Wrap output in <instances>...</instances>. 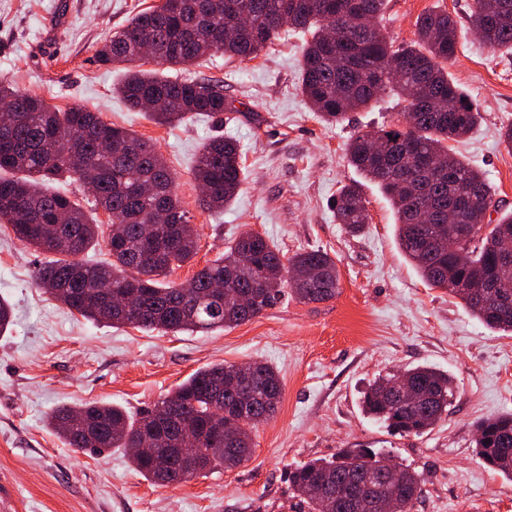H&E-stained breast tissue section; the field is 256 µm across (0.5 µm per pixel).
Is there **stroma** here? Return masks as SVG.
<instances>
[{"label":"stroma","mask_w":512,"mask_h":512,"mask_svg":"<svg viewBox=\"0 0 512 512\" xmlns=\"http://www.w3.org/2000/svg\"><path fill=\"white\" fill-rule=\"evenodd\" d=\"M161 0H0V79L49 107L82 106L156 145L199 234L194 261L174 269L180 283L240 233L265 237L281 257L321 249L335 258L339 293L321 303L283 299L249 322L204 333L162 334L112 327L70 312L36 287L40 254L0 224V298L13 324L0 336V495L12 512H292L294 466L370 446L417 471L414 512H512V480L475 453L474 423L512 412V335L486 328L459 301L427 285L400 250L395 216L377 187L359 180L345 152L360 131L396 122L386 94L329 124L300 90L305 37L289 33L257 58L207 56L179 77L218 80L247 109L227 118L197 115L175 127L130 109L114 89L123 67L97 50L136 12ZM470 0H385L381 26L397 45L415 22L444 10L462 37L449 74L480 105V124L450 150L481 170L498 213L512 212V153L499 141L512 123V53L491 52L470 29ZM236 140L247 179L233 204H200L194 162L215 135ZM360 182L369 222L356 236L337 224L343 185ZM261 361L279 372L275 415L253 434L251 459L232 471L161 487L134 471L123 450L76 452L46 425L61 405L113 403L139 412L212 363ZM418 364L448 371L454 399L446 419L421 436L398 435L361 409L375 377Z\"/></svg>","instance_id":"35a3bbf8"}]
</instances>
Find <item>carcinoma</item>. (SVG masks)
<instances>
[{"mask_svg": "<svg viewBox=\"0 0 512 512\" xmlns=\"http://www.w3.org/2000/svg\"><path fill=\"white\" fill-rule=\"evenodd\" d=\"M385 0H162L135 14L97 51L101 64L127 65L117 93L156 124L174 126L192 115L237 111L218 81H192L133 69L139 49L151 46L172 69L217 53L252 59L290 32L309 33L303 47L302 94L318 116L336 123L391 92L403 102L405 126L360 132L348 144L349 165L376 184L394 209L402 251L426 284L448 290L487 327L512 333V270L483 287L501 251L512 247V214L484 230L494 207L488 179L454 158L450 170L437 160L448 141L468 135L481 118L478 100L448 73L458 51V27L445 11L416 20V40L394 46L379 26ZM471 23L493 50L512 51V0H471ZM0 112L14 117L0 132V223L45 255L34 281L53 299L85 319L162 333H208L252 320L288 294L304 303L336 297V260L324 250L297 253L283 262L260 234L244 232L193 275L186 293L165 278L198 253L197 232L181 206L174 179L153 144L98 112L74 106L48 108L39 97L0 81ZM90 173L93 207L111 217L106 248L111 260L80 259L99 244L101 225L53 184ZM206 191L208 211L222 212L242 189L246 173L238 145L217 135L203 147L194 172ZM336 221L356 234L369 216L360 188L336 197ZM476 240L470 266L459 268L428 242L448 235ZM224 285L223 302L206 300L212 284ZM229 365L203 367L135 415L118 406L63 405L47 425L72 448L104 453L129 449L143 435H165L152 457L130 453L131 467L159 486L231 470L252 454V429L276 413L282 387L264 362L248 364L250 377L236 389L223 386ZM452 380L431 365L411 366L376 378L361 397L363 412L394 433L424 434L448 416ZM197 436L202 464L185 474L174 448L178 432ZM478 455L512 479V413L476 425ZM379 448H343L311 459L288 474L295 512H413L422 493L419 473L396 464L388 477Z\"/></svg>", "mask_w": 512, "mask_h": 512, "instance_id": "carcinoma-1", "label": "carcinoma"}]
</instances>
